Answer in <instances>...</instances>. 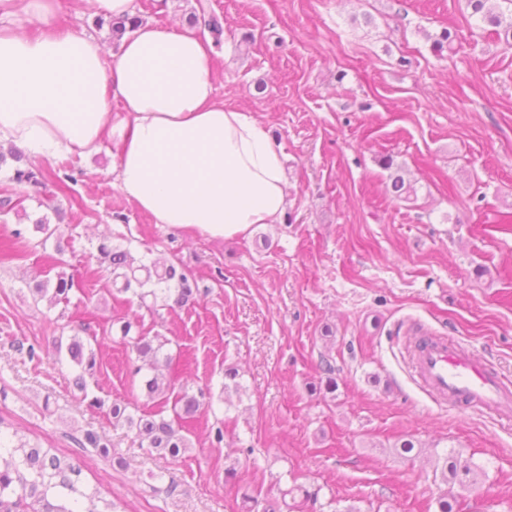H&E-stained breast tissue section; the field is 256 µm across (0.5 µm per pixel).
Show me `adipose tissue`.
Segmentation results:
<instances>
[{
    "instance_id": "ef3b65f1",
    "label": "adipose tissue",
    "mask_w": 512,
    "mask_h": 512,
    "mask_svg": "<svg viewBox=\"0 0 512 512\" xmlns=\"http://www.w3.org/2000/svg\"><path fill=\"white\" fill-rule=\"evenodd\" d=\"M60 7L0 0V142L37 159L89 155L115 130L117 186L156 223L221 239L279 223L282 158L263 124L218 99L207 38L142 23L108 65L96 36L7 24L20 12L45 23Z\"/></svg>"
}]
</instances>
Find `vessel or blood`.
Segmentation results:
<instances>
[{
    "label": "vessel or blood",
    "instance_id": "1",
    "mask_svg": "<svg viewBox=\"0 0 512 512\" xmlns=\"http://www.w3.org/2000/svg\"><path fill=\"white\" fill-rule=\"evenodd\" d=\"M422 386L440 403L512 416V384L447 337L425 334L409 354Z\"/></svg>",
    "mask_w": 512,
    "mask_h": 512
}]
</instances>
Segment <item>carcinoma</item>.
<instances>
[{
	"instance_id": "1",
	"label": "carcinoma",
	"mask_w": 512,
	"mask_h": 512,
	"mask_svg": "<svg viewBox=\"0 0 512 512\" xmlns=\"http://www.w3.org/2000/svg\"><path fill=\"white\" fill-rule=\"evenodd\" d=\"M472 13L489 24L499 27L506 25V32H512V21H506L498 4L492 0H468ZM139 17L100 19L97 24L108 25L111 32L122 35L136 26ZM17 163L13 179L18 182H38L37 173L29 166L21 167L24 160L21 151L11 148L0 152V165L7 160ZM22 231L0 239V263L17 258L23 246ZM100 263L107 265L112 273V283L117 291L127 292L132 285L154 286L149 294L161 291L168 296L175 293V303L186 304L196 291L194 281L175 265L154 260L150 264L139 263L130 251L112 244L108 237L100 239L97 245ZM76 287L74 277L60 272L56 278L43 279L30 287L34 302L48 299L57 303L68 299ZM133 322L125 321L120 326L122 339L128 341L138 358L148 362L152 374L143 379L141 390L153 401L154 411L131 413L129 404L112 403V422L122 424L135 432L136 438L158 454L174 461L188 448V440L182 434L203 409L201 398L204 393L194 395L185 388H176L175 381L166 374L171 358L161 352L163 343L156 336L142 332L131 335ZM58 359H65L80 368L71 380L74 390L88 397L84 373L96 365V350L91 343L79 336L64 341L57 338ZM81 469L74 458L58 455L51 448L30 444L17 435L0 432V512H114L115 504L96 488L85 487L80 481Z\"/></svg>"
}]
</instances>
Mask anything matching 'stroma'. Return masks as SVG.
<instances>
[{"mask_svg":"<svg viewBox=\"0 0 512 512\" xmlns=\"http://www.w3.org/2000/svg\"><path fill=\"white\" fill-rule=\"evenodd\" d=\"M135 12L164 29L222 19L216 92L284 155L285 214L232 239L155 223L117 187L115 138L39 161L43 186L0 166L13 205L0 238L19 229L31 245L0 265V425L76 457L119 512H244L229 467L258 472L253 493L272 503L295 485L317 492L292 512H438L443 497L454 512H512V422L438 405L404 360L420 327L512 378V37L467 0H135ZM51 24L101 38L107 58L120 50L72 0ZM445 26L453 56L432 49ZM395 169L410 199L392 195ZM43 216L60 242L35 232ZM104 234L185 269L194 300L112 298ZM61 270L85 288L34 303L30 280ZM119 318L159 337L179 384L206 394L179 461L112 422V401L146 402ZM61 334L101 338L87 381L104 408L74 397L75 366L53 358ZM89 430L109 455L76 447ZM448 458L469 473L443 476Z\"/></svg>","mask_w":512,"mask_h":512,"instance_id":"35a3bbf8","label":"stroma"}]
</instances>
